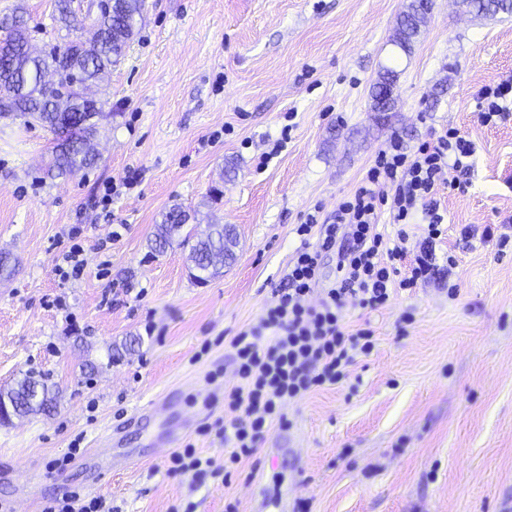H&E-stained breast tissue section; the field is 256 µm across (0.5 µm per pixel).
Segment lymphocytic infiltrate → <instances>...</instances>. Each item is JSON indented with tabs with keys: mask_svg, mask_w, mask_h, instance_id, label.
I'll return each instance as SVG.
<instances>
[{
	"mask_svg": "<svg viewBox=\"0 0 512 512\" xmlns=\"http://www.w3.org/2000/svg\"><path fill=\"white\" fill-rule=\"evenodd\" d=\"M474 153V143L454 127L414 151L391 139L331 220L310 213L297 226L303 245L287 282L273 291L258 324L232 341L239 384L230 405L237 415L217 431L229 462L255 453L263 433L283 422L288 401L337 383L346 366L372 350L371 331L349 330V309H377L432 274L444 222L435 200L439 176L446 169L469 172ZM386 185L391 193H383ZM384 218L397 227L394 239L377 230ZM330 254L336 278L324 285L320 268Z\"/></svg>",
	"mask_w": 512,
	"mask_h": 512,
	"instance_id": "obj_1",
	"label": "lymphocytic infiltrate"
}]
</instances>
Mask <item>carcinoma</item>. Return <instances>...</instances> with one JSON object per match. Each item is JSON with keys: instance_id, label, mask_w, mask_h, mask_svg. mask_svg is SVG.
Masks as SVG:
<instances>
[{"instance_id": "carcinoma-1", "label": "carcinoma", "mask_w": 512, "mask_h": 512, "mask_svg": "<svg viewBox=\"0 0 512 512\" xmlns=\"http://www.w3.org/2000/svg\"><path fill=\"white\" fill-rule=\"evenodd\" d=\"M462 5L478 16L512 13V0H462ZM144 10L145 0H113L109 9L98 12L93 19L98 39L85 42L77 37L37 55L30 50L23 7L0 19L4 31L0 38V117L34 121L55 136L49 174L66 175L97 162L86 146L96 133L95 118L102 115V107L86 99V83L101 78L120 61L138 33ZM430 10L431 0H410L399 18L394 45L410 51ZM53 20L68 30L76 31L82 25L71 0H55ZM49 73L59 76L54 86L44 82ZM397 78V71L391 67L380 72L372 91L373 111L392 109ZM189 219L180 207L171 208L157 225L150 248L159 253L178 242L188 250L187 259L196 271L193 279L206 281L220 273L225 260L233 258L237 237L233 230L212 224L196 239L189 232L182 233ZM0 399L12 415L45 414L53 408L55 393L41 377L28 373L14 387L1 391Z\"/></svg>"}]
</instances>
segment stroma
I'll use <instances>...</instances> for the list:
<instances>
[{"label":"stroma","instance_id":"obj_1","mask_svg":"<svg viewBox=\"0 0 512 512\" xmlns=\"http://www.w3.org/2000/svg\"><path fill=\"white\" fill-rule=\"evenodd\" d=\"M407 2L147 0L91 89L99 160L70 176L48 175L46 128L0 118V389L31 372L57 394L51 414L0 422V512H42L74 489L112 512H296L302 499L309 512H512V246L479 236L512 220V111L486 126L476 99L512 78V14L433 0L406 53L391 39ZM19 5L34 48L68 41L53 0H0V16ZM386 66L395 106L373 112ZM444 127L476 145L465 192L437 195L436 253L455 252L454 271L349 311L373 351L288 402L230 477L168 473L172 431L223 459L231 341L284 285L297 225L329 217L390 137L412 148ZM176 205L195 236L237 230L235 261L205 283L178 245L149 247ZM76 245L84 271L63 276ZM106 429L114 470L100 480L84 461Z\"/></svg>","mask_w":512,"mask_h":512}]
</instances>
